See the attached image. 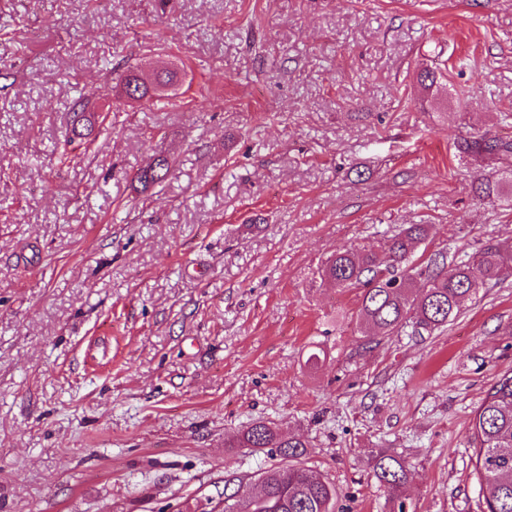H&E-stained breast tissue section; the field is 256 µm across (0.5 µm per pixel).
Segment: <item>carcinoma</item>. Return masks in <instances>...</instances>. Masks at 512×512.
I'll return each mask as SVG.
<instances>
[{"label": "carcinoma", "instance_id": "carcinoma-1", "mask_svg": "<svg viewBox=\"0 0 512 512\" xmlns=\"http://www.w3.org/2000/svg\"><path fill=\"white\" fill-rule=\"evenodd\" d=\"M443 78L445 72L438 63L419 73L424 91L419 99L421 108L431 104L429 95ZM123 89L140 98L156 99L148 95L146 79L130 66ZM459 149L475 158L512 155V140L490 138L471 127L460 138ZM170 170L168 158L157 156L138 174L137 190L146 193L159 186ZM475 194L484 204L512 207V168L479 179ZM429 235L430 225L407 224L377 247L334 252L321 275L343 290H362L358 322L377 337L397 336L410 325L429 333L441 330L459 316L466 301L477 298L480 290L512 275V252L487 241L465 259L439 250L430 254L424 265L409 264L415 247ZM472 435L477 443L479 491L487 512H512L511 373L492 386L475 411ZM231 447L266 448L280 461L260 473L257 491L224 494V512H335L336 486L299 462L307 455L308 443L285 438L270 424L257 421L239 432ZM373 474L395 495L406 484L409 469L402 458L382 453L374 458Z\"/></svg>", "mask_w": 512, "mask_h": 512}]
</instances>
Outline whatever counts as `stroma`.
<instances>
[{"mask_svg": "<svg viewBox=\"0 0 512 512\" xmlns=\"http://www.w3.org/2000/svg\"><path fill=\"white\" fill-rule=\"evenodd\" d=\"M0 512H204L310 445L339 512H484L471 422L512 370V276L444 330L368 342L319 271L403 224L512 249L475 201L512 156V0H0ZM448 70L422 111L418 73ZM181 67L156 102L118 61ZM95 113L68 140L78 98ZM171 163L152 197L134 189ZM318 363H308L310 353ZM406 459L399 499L375 456ZM460 151L467 155L478 157L512 155V140L489 138L479 128L470 127L460 138ZM170 170L171 166L168 158L163 157V155L156 156L152 162L138 174L136 181L139 186L136 187V189L142 193L153 190L166 179Z\"/></svg>", "mask_w": 512, "mask_h": 512, "instance_id": "obj_1", "label": "stroma"}]
</instances>
